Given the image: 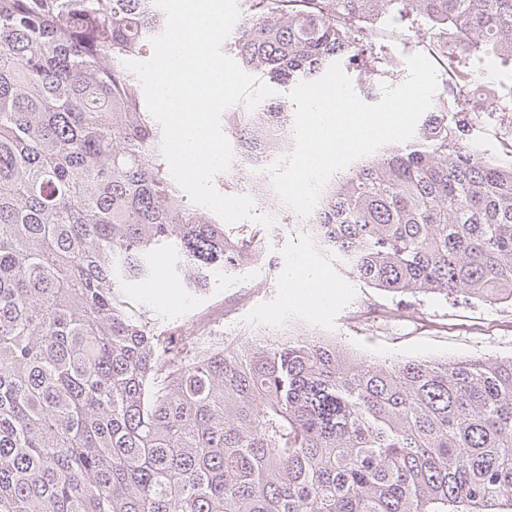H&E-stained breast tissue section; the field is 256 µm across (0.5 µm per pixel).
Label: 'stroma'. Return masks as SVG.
Instances as JSON below:
<instances>
[{
  "label": "stroma",
  "instance_id": "35a3bbf8",
  "mask_svg": "<svg viewBox=\"0 0 512 512\" xmlns=\"http://www.w3.org/2000/svg\"><path fill=\"white\" fill-rule=\"evenodd\" d=\"M361 43L376 55L367 68L348 69L355 91L366 103L381 100L383 85L408 77L407 56L429 53L437 43L427 22L415 15L384 17L360 29ZM437 98L452 112L468 111L467 91L479 63L439 58ZM508 135L494 112L474 116L464 144L490 159L502 158ZM260 246L267 263H247L228 275H216L209 289L191 292L163 271L151 284H130L125 291L135 306L149 310L158 331L241 343L267 326L282 322L284 333L315 331L335 342L348 361L384 362L431 358H468L492 354L512 357V306L464 303L434 294L399 299L360 282L337 265L299 225L263 228ZM305 266L331 287L317 305L294 300L287 276Z\"/></svg>",
  "mask_w": 512,
  "mask_h": 512
}]
</instances>
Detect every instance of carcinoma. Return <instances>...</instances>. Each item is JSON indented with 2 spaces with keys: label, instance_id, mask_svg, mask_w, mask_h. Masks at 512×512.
I'll return each mask as SVG.
<instances>
[{
  "label": "carcinoma",
  "instance_id": "1",
  "mask_svg": "<svg viewBox=\"0 0 512 512\" xmlns=\"http://www.w3.org/2000/svg\"><path fill=\"white\" fill-rule=\"evenodd\" d=\"M224 41L284 86L364 57L337 24L412 12L512 65V0H248ZM154 0H0V512H501L512 497V358L352 365L316 336L202 346L124 292L176 248L203 291L260 228L184 200L124 62ZM242 160L287 127L258 104ZM426 114L324 187L318 243L399 297L512 304V164Z\"/></svg>",
  "mask_w": 512,
  "mask_h": 512
}]
</instances>
